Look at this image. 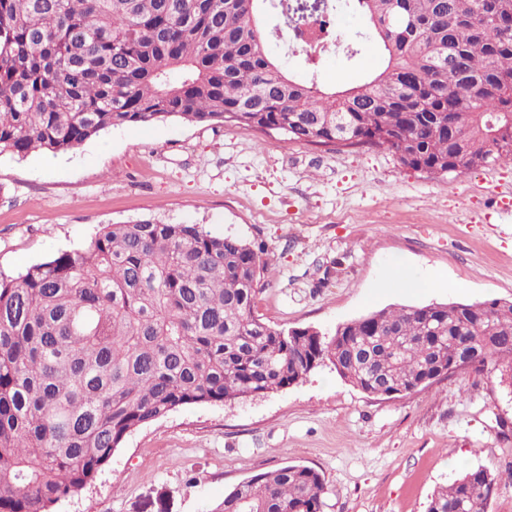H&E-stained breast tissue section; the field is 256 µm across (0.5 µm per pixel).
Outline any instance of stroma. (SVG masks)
Wrapping results in <instances>:
<instances>
[{
  "label": "stroma",
  "mask_w": 512,
  "mask_h": 512,
  "mask_svg": "<svg viewBox=\"0 0 512 512\" xmlns=\"http://www.w3.org/2000/svg\"><path fill=\"white\" fill-rule=\"evenodd\" d=\"M336 18L354 57L330 51L312 66L278 38L270 57L324 89L380 72L349 0ZM146 217L264 244L253 311L284 328L329 338L393 305L512 302V164L433 177L376 147L177 117L113 127L63 154L0 156L2 276ZM397 269L426 287L389 286ZM287 464L322 473L324 512H426L437 490L478 467L501 476L487 512H512V388L490 367L373 397L327 364L280 392L185 406L133 431L53 512H213L239 483Z\"/></svg>",
  "instance_id": "35a3bbf8"
}]
</instances>
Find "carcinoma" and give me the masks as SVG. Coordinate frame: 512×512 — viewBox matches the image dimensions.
<instances>
[{"label":"carcinoma","mask_w":512,"mask_h":512,"mask_svg":"<svg viewBox=\"0 0 512 512\" xmlns=\"http://www.w3.org/2000/svg\"><path fill=\"white\" fill-rule=\"evenodd\" d=\"M387 65L341 92L287 77L262 5L288 0H0V156L65 153L169 117L329 145L346 137L430 176L512 161V0H353ZM264 249L199 224L102 226L0 277V512H52L125 437L185 405L286 389L330 363L369 396L407 395L457 363L512 371V302L374 311L336 327L255 316ZM467 471L427 512H485ZM321 473L259 472L217 512H323Z\"/></svg>","instance_id":"carcinoma-1"}]
</instances>
